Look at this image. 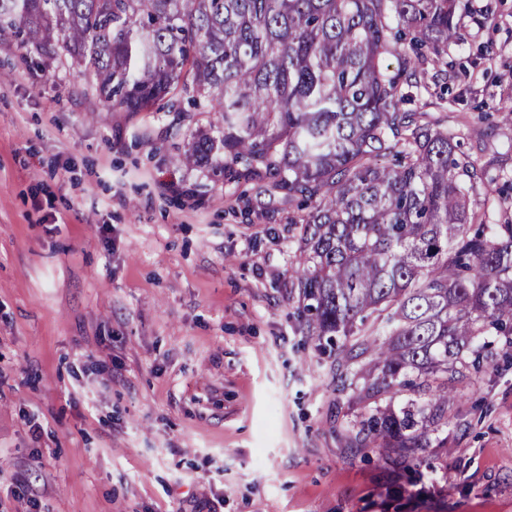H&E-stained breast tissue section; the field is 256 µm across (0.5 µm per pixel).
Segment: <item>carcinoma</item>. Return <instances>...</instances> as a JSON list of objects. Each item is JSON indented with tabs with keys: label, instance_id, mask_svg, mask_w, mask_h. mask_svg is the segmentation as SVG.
I'll return each instance as SVG.
<instances>
[{
	"label": "carcinoma",
	"instance_id": "1",
	"mask_svg": "<svg viewBox=\"0 0 512 512\" xmlns=\"http://www.w3.org/2000/svg\"><path fill=\"white\" fill-rule=\"evenodd\" d=\"M470 14L468 0H0V38L80 69L112 111L179 112L186 95L218 114L217 135L187 133L183 166L314 203L290 274L299 317L360 405L350 447L382 456L397 494L447 447L450 386L512 351V216L470 208L498 178L400 107L420 67L447 74Z\"/></svg>",
	"mask_w": 512,
	"mask_h": 512
}]
</instances>
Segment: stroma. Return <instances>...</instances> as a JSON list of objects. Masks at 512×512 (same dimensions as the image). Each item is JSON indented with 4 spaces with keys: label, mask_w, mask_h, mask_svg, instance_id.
Returning <instances> with one entry per match:
<instances>
[{
    "label": "stroma",
    "mask_w": 512,
    "mask_h": 512,
    "mask_svg": "<svg viewBox=\"0 0 512 512\" xmlns=\"http://www.w3.org/2000/svg\"><path fill=\"white\" fill-rule=\"evenodd\" d=\"M472 3L493 27L401 107L511 173L512 0ZM214 121L112 111L0 41V512H512V356L456 385L447 468L393 501L298 318L300 208L180 163Z\"/></svg>",
    "instance_id": "stroma-1"
}]
</instances>
